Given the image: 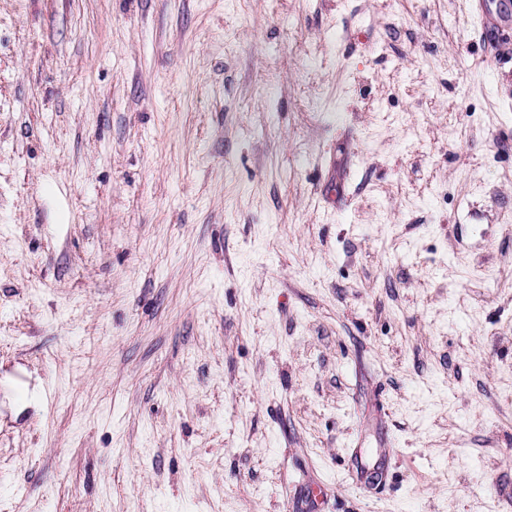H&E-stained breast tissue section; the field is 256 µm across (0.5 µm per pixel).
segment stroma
I'll list each match as a JSON object with an SVG mask.
<instances>
[{
    "mask_svg": "<svg viewBox=\"0 0 512 512\" xmlns=\"http://www.w3.org/2000/svg\"><path fill=\"white\" fill-rule=\"evenodd\" d=\"M483 3L0 0V512H512Z\"/></svg>",
    "mask_w": 512,
    "mask_h": 512,
    "instance_id": "obj_1",
    "label": "stroma"
}]
</instances>
